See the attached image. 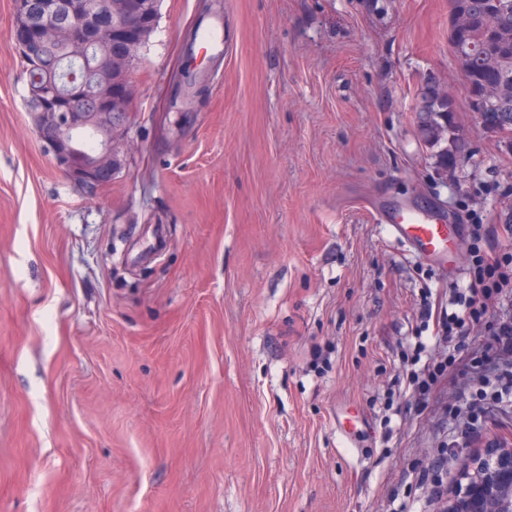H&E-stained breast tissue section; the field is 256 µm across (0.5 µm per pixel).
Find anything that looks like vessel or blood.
<instances>
[{
	"mask_svg": "<svg viewBox=\"0 0 512 512\" xmlns=\"http://www.w3.org/2000/svg\"><path fill=\"white\" fill-rule=\"evenodd\" d=\"M394 239L424 260L439 263L449 258L459 232L454 224L423 211H398L387 220Z\"/></svg>",
	"mask_w": 512,
	"mask_h": 512,
	"instance_id": "b4317fda",
	"label": "vessel or blood"
}]
</instances>
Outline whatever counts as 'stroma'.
<instances>
[{"mask_svg": "<svg viewBox=\"0 0 512 512\" xmlns=\"http://www.w3.org/2000/svg\"><path fill=\"white\" fill-rule=\"evenodd\" d=\"M12 25L0 0V512H442L460 459L512 442L511 412L472 425L467 372L419 402L402 363L437 331L423 303L512 249V149L466 107L448 0H161L135 148L92 196L37 138ZM433 79L468 143L445 179L417 128ZM413 209L460 224L455 269L388 234Z\"/></svg>", "mask_w": 512, "mask_h": 512, "instance_id": "35a3bbf8", "label": "stroma"}]
</instances>
